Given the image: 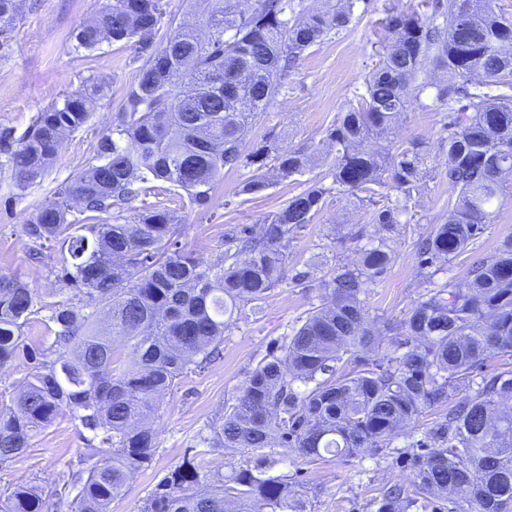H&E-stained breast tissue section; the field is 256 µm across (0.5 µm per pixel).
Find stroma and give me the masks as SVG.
<instances>
[{"instance_id":"1","label":"stroma","mask_w":512,"mask_h":512,"mask_svg":"<svg viewBox=\"0 0 512 512\" xmlns=\"http://www.w3.org/2000/svg\"><path fill=\"white\" fill-rule=\"evenodd\" d=\"M101 0H24L9 33L5 56L0 57V132L22 138L39 111L82 86L86 77L106 78L109 91L97 101L88 124L67 137L58 158L41 180L17 185L7 168L0 166V275L15 276L34 291L39 309L25 329L27 349L0 367V392L17 385L30 371L29 350L49 346L53 337L44 325L47 305L68 303L79 307L82 294L61 279L67 258L59 243H34L27 224L56 188L93 163L99 138L111 128L124 103L128 87L143 64L130 47L103 43L88 52L75 50L72 33L97 10ZM421 0H371L356 4L351 23L332 31L312 46L296 68L280 82L269 111L246 139L247 147L274 142L284 150L321 152L318 173L328 171L331 157L322 153L326 129L340 112L358 103L365 81L382 51L381 22L387 13L420 5ZM441 122L437 111L413 105L406 112L385 147L389 151L414 139L425 141L431 151L432 171L425 189L410 203L399 225L396 258L388 272L364 296L370 318H402L420 299L423 278L414 244L432 224L448 213L451 192L443 174L446 151L440 146ZM257 174L245 166L225 172L214 185L208 207L189 205L183 191L164 189L147 196V203L168 210L179 220L178 240L185 249L209 262L220 261L232 234L241 226L256 223L281 208L306 187V176L271 181L257 195H246L243 185ZM376 228L370 211L356 207L350 195L329 193L311 224L301 229L290 249L287 276L306 273L303 286L276 288L260 302L244 306L224 332L220 358L201 371L183 376L164 399L152 420L156 447L134 474L112 512H139L156 485L190 456L201 434L207 432L237 394L248 373L280 340L295 330L308 311L319 306L321 282L329 267L357 257ZM512 237V199L497 209L492 224L479 239L475 251L458 256L438 281L464 284L469 265L492 255ZM90 434L69 414H61L34 437L29 448L15 460L0 464V496L23 484H36L72 501L75 492L62 481L63 473L88 458ZM281 471L295 480V487L312 506V512H377L386 485H411L409 469L393 466L390 459L363 456L327 457L318 464L297 459L291 449L279 451Z\"/></svg>"}]
</instances>
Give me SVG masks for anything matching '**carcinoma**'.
<instances>
[{
	"instance_id": "obj_1",
	"label": "carcinoma",
	"mask_w": 512,
	"mask_h": 512,
	"mask_svg": "<svg viewBox=\"0 0 512 512\" xmlns=\"http://www.w3.org/2000/svg\"><path fill=\"white\" fill-rule=\"evenodd\" d=\"M207 32L161 33L162 0H104L75 34L77 47L123 42L145 63L123 108L103 134L96 163L36 208L34 239H54L69 258L62 278L86 304L49 306L52 344L0 410V461L23 454L63 412L92 433L99 460L68 474L75 512H111L137 469L152 455L149 424L185 374L202 369L224 344L228 319L286 278L288 247L334 190L373 206L378 233L352 264L338 263L321 283L324 305L286 335L280 353L263 357L239 393L224 401L220 425L200 437L231 459L227 473H202L187 459L146 499L140 512H309L289 475L276 471L277 449L306 463L328 456H377L410 422L447 407L424 438L395 461L413 471L412 489L392 485L378 512H406L417 498L453 504L452 512H505L512 504V369L489 372L493 358L512 359V239L474 261L460 287L434 276L477 244L512 187V20L490 0H455L443 23L419 11L390 13L388 45L365 81L357 106L326 130L334 160L324 178L258 222L241 227L234 251L210 263L175 239L178 218L143 202L161 181L204 208L224 170L274 162L281 180L305 174L313 156L271 144L244 150L252 124L268 111L279 82L305 52L348 25L356 0H326L304 14L295 0H207ZM22 0H0L6 35ZM431 66L439 80L415 85ZM423 107L442 112L444 176L456 199L443 222L415 244L425 293L400 320L383 323L392 351L373 345L361 295L394 258V233L428 173L429 153L414 140L394 153L366 148L385 140L426 88ZM505 91L492 93V88ZM108 83L82 88L41 110L15 141L0 133V153L15 182L27 185L53 166L66 136L88 121ZM391 172L395 199L375 200ZM79 217L70 220L72 201ZM117 212L115 224H93ZM36 297L21 280L0 275V366L24 348L23 328ZM192 486L201 490L188 492ZM63 501L33 485L0 500V512H61Z\"/></svg>"
}]
</instances>
